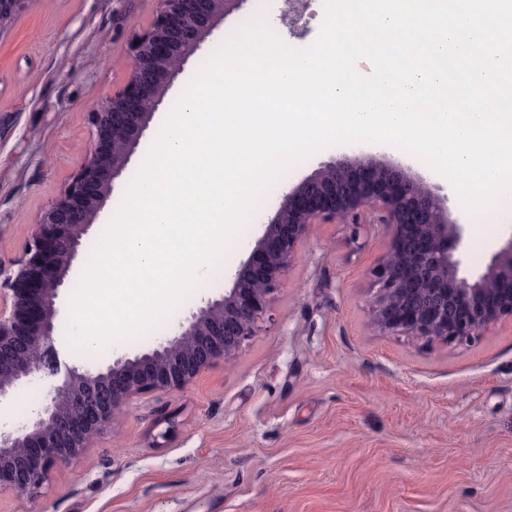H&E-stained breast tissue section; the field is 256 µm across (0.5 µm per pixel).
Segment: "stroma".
<instances>
[{"label":"stroma","instance_id":"1","mask_svg":"<svg viewBox=\"0 0 512 512\" xmlns=\"http://www.w3.org/2000/svg\"><path fill=\"white\" fill-rule=\"evenodd\" d=\"M158 0H33L0 38V260L83 165L89 111L127 75L132 37ZM288 0H246L216 21L170 83L152 131L101 214L109 223L166 113L210 54L263 18L290 46L317 38L324 0L288 19ZM372 153L338 144L284 171L210 274L177 306L185 316L230 290L234 273L283 195L321 162ZM452 212L463 213L458 198ZM497 219L469 223L465 266L482 271L512 238V198ZM390 232L315 225L269 307L273 321L229 360L179 390L115 415L41 492H0V512H512V320L470 343L426 345L372 325L373 271Z\"/></svg>","mask_w":512,"mask_h":512}]
</instances>
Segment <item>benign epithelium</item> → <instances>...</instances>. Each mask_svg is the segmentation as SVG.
Wrapping results in <instances>:
<instances>
[{
  "label": "benign epithelium",
  "instance_id": "7a95c632",
  "mask_svg": "<svg viewBox=\"0 0 512 512\" xmlns=\"http://www.w3.org/2000/svg\"><path fill=\"white\" fill-rule=\"evenodd\" d=\"M33 0H0V37ZM248 0H159L131 42L124 83L89 112L95 146L61 194L31 224L29 243L0 262V405L35 379L58 373L60 296L93 236L115 182L146 137L177 68L195 56L217 18ZM444 187L402 157H334L288 190L234 274L173 336L104 365H72L30 417L0 426V490L29 494L51 469L77 459L114 415L144 395L186 387L235 355L271 320L269 301L315 224H387L394 233L375 270L372 323L381 333L463 343L512 318V238L485 270L461 273L466 222Z\"/></svg>",
  "mask_w": 512,
  "mask_h": 512
}]
</instances>
